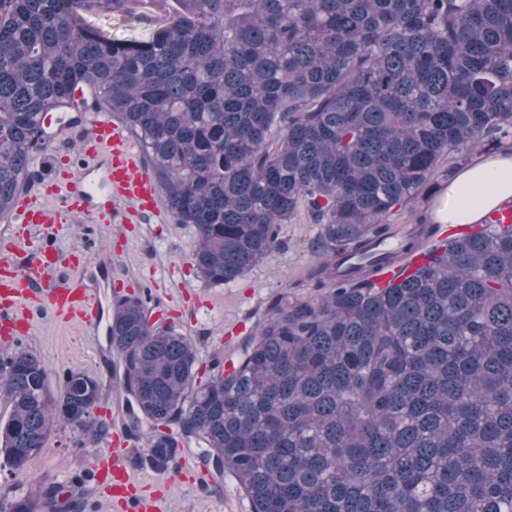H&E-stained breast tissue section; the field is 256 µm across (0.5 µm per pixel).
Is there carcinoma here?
<instances>
[{"label": "carcinoma", "mask_w": 512, "mask_h": 512, "mask_svg": "<svg viewBox=\"0 0 512 512\" xmlns=\"http://www.w3.org/2000/svg\"><path fill=\"white\" fill-rule=\"evenodd\" d=\"M134 0H0V217L26 189L47 115L103 107L141 142L192 260L229 283L282 245L298 211L319 225L316 297H275L235 356L197 382L191 341L140 296L116 300L109 342L151 424L149 462L179 443L237 479L252 512H512V224H471L386 288V218L483 145L512 139V0H175L144 41L86 14ZM278 127L273 131L272 127ZM99 382L50 394L27 351L0 361V465L25 468L53 429L92 416ZM46 512H79L61 484Z\"/></svg>", "instance_id": "cac0c4a2"}]
</instances>
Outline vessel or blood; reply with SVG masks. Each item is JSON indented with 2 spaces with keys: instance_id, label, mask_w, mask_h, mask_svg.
Masks as SVG:
<instances>
[{
  "instance_id": "obj_1",
  "label": "vessel or blood",
  "mask_w": 512,
  "mask_h": 512,
  "mask_svg": "<svg viewBox=\"0 0 512 512\" xmlns=\"http://www.w3.org/2000/svg\"><path fill=\"white\" fill-rule=\"evenodd\" d=\"M84 150L86 164L69 176L55 180L51 191L64 195L73 210L118 217L123 205L140 212H157V193L125 129L100 112ZM10 223L51 228L58 213L30 200L14 204ZM59 253L49 245H34L30 236H14L0 255V334L9 336L30 330L32 309L47 308L57 317L100 329L103 315L98 293L79 281L61 285L51 278L59 266ZM92 467L107 481L114 500L125 512H160L159 498L145 495L128 462L127 443L114 435L111 444L98 452Z\"/></svg>"
}]
</instances>
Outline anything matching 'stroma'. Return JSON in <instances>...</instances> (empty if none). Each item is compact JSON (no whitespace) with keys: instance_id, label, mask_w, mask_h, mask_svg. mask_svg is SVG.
Listing matches in <instances>:
<instances>
[{"instance_id":"1","label":"stroma","mask_w":512,"mask_h":512,"mask_svg":"<svg viewBox=\"0 0 512 512\" xmlns=\"http://www.w3.org/2000/svg\"><path fill=\"white\" fill-rule=\"evenodd\" d=\"M135 11L134 19L104 17L97 24L113 38L145 40L167 19L153 0H137ZM66 118L69 127L53 147L35 154L31 163L33 180L84 164L80 142L97 115L70 110ZM434 181L432 190L388 217L391 228L407 227L420 216H432L448 186L447 170H439ZM317 233L318 227L308 215L298 212L283 225V244L278 250L236 281L211 286L201 279L191 260L195 226L175 223L165 206L156 214L127 212L122 221L74 211L66 213L63 222L52 229L32 230L36 239L54 246L64 257L76 249L85 253L83 265L61 263L53 283L80 279L98 290L107 310L114 307L119 295L147 293L154 313L163 315L191 340L202 366L216 356H231L263 316L270 298L279 296L291 303L312 297L305 279L317 261L310 248ZM17 350L31 352L45 362L51 373L53 396L62 394L66 372H81L97 379L102 393L94 416L105 421L109 431H124L127 401L112 372L116 356L106 334L90 335L81 324L59 321L50 311L39 309L28 334L10 341L0 339L1 358ZM106 445V439L82 435L69 426H56L45 447L22 472L13 474L0 467V506L19 497L39 501L44 483H64L82 473ZM128 447L137 477L148 492L159 496L163 512H251V504L233 475L214 477L199 465L202 450L197 443L182 446L178 458L164 470L147 463L146 439H129Z\"/></svg>"}]
</instances>
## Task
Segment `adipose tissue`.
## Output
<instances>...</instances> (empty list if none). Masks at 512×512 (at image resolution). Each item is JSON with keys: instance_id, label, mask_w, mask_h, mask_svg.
Masks as SVG:
<instances>
[{"instance_id": "ef3b65f1", "label": "adipose tissue", "mask_w": 512, "mask_h": 512, "mask_svg": "<svg viewBox=\"0 0 512 512\" xmlns=\"http://www.w3.org/2000/svg\"><path fill=\"white\" fill-rule=\"evenodd\" d=\"M512 200V154H497L465 169L434 211L438 224H473L484 213Z\"/></svg>"}]
</instances>
